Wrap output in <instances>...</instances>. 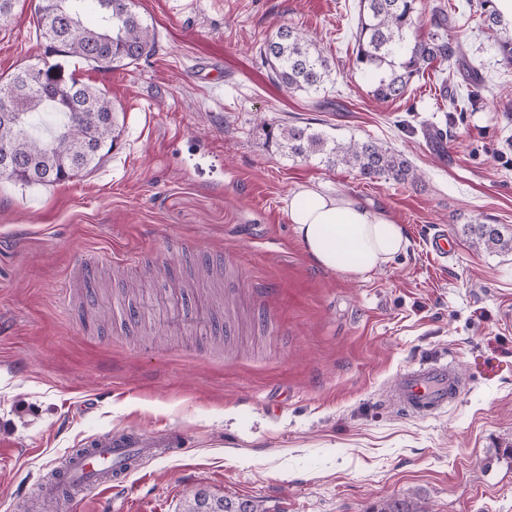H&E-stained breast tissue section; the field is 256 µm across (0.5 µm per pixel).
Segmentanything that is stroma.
Here are the masks:
<instances>
[{"label":"stroma","instance_id":"stroma-1","mask_svg":"<svg viewBox=\"0 0 512 512\" xmlns=\"http://www.w3.org/2000/svg\"><path fill=\"white\" fill-rule=\"evenodd\" d=\"M39 0L0 20V79L35 62ZM448 36L483 74L473 109L447 115L462 76L434 63L397 100L354 67L359 0H138L156 50L99 72L123 132L76 179L0 180V512H42L40 487L111 431L177 452L145 461L122 497L59 486V512H184L197 491L260 512H372L413 497L430 512H512V253L470 248L463 224L512 226V64L467 0ZM313 36L333 66L319 92L273 85L259 47L279 26ZM372 139L418 182L370 181L289 156L278 127ZM442 134L432 143L429 132ZM304 187L389 210L411 246L383 271L312 264L289 222ZM447 231L453 255L431 254ZM139 256L122 267L112 254ZM102 255L93 278L84 255ZM215 312L211 336L169 334L157 298ZM468 378L446 412L403 413L389 391L421 361Z\"/></svg>","mask_w":512,"mask_h":512}]
</instances>
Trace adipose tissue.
Returning <instances> with one entry per match:
<instances>
[{
    "instance_id": "1",
    "label": "adipose tissue",
    "mask_w": 512,
    "mask_h": 512,
    "mask_svg": "<svg viewBox=\"0 0 512 512\" xmlns=\"http://www.w3.org/2000/svg\"><path fill=\"white\" fill-rule=\"evenodd\" d=\"M288 217L313 264L344 275L381 271L410 245L405 227L386 209L348 193L301 189L288 203Z\"/></svg>"
}]
</instances>
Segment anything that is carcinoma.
I'll return each instance as SVG.
<instances>
[{
  "mask_svg": "<svg viewBox=\"0 0 512 512\" xmlns=\"http://www.w3.org/2000/svg\"><path fill=\"white\" fill-rule=\"evenodd\" d=\"M98 11L87 26L88 6ZM487 26L496 31L497 54L512 63V20L495 0H478ZM420 0H359L355 32L356 69L373 79V97L387 102L403 96L414 78L434 62L461 60V46L445 33L447 5L434 9V31L414 34ZM38 29L44 56L37 65L20 68L0 80V152L16 161L6 179L23 185H48L78 178L109 155L121 136L115 104L99 87L69 79L59 88L52 74L55 56L76 58L99 71L129 67L150 56L156 33L138 12L137 0H39ZM269 81L289 91L318 92L331 81L332 68L316 42L302 30L282 25L259 48ZM279 146L288 155L318 158L329 167L355 170L365 179H417L401 155L376 141L329 139L310 126L280 128ZM471 247L512 252V227L479 220L463 226ZM188 512H258L249 500L214 499L204 492L193 497ZM374 512H429L408 498L385 500Z\"/></svg>",
  "mask_w": 512,
  "mask_h": 512,
  "instance_id": "carcinoma-1",
  "label": "carcinoma"
}]
</instances>
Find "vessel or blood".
Here are the masks:
<instances>
[{"instance_id": "1", "label": "vessel or blood", "mask_w": 512, "mask_h": 512, "mask_svg": "<svg viewBox=\"0 0 512 512\" xmlns=\"http://www.w3.org/2000/svg\"><path fill=\"white\" fill-rule=\"evenodd\" d=\"M467 381L455 366L430 361L402 372L390 391L391 401L406 413L426 416L453 406ZM145 440L104 432L89 438L86 448L71 452L61 472L68 483L110 493L124 486L135 460L152 455Z\"/></svg>"}]
</instances>
